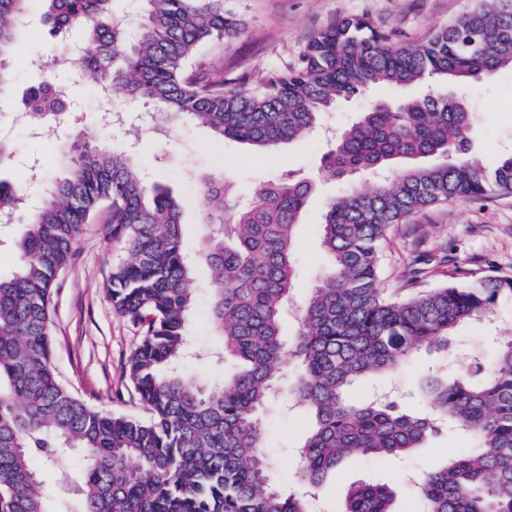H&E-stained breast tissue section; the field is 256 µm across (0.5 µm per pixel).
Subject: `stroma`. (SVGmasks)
I'll return each mask as SVG.
<instances>
[{
    "instance_id": "obj_1",
    "label": "stroma",
    "mask_w": 512,
    "mask_h": 512,
    "mask_svg": "<svg viewBox=\"0 0 512 512\" xmlns=\"http://www.w3.org/2000/svg\"><path fill=\"white\" fill-rule=\"evenodd\" d=\"M476 4L477 0H226L245 28L231 43L208 47L207 53L223 61L225 70L246 73L256 82L272 69L295 61L313 35L341 17L363 15L379 27L419 41L472 11ZM37 78L36 72L17 65L11 95L0 99V138L13 148L11 162L0 167L1 181L20 184L26 165L50 158L57 143L56 130L48 127L41 136H33L19 108ZM67 83L71 88L66 123L69 135L100 134L108 139L115 156L134 159L151 182L176 196L191 193L194 178L205 174L226 176L244 195L286 172L295 177L311 176L330 147L329 136L338 134L371 104L367 97L340 103L322 116L320 128L304 141L258 153L233 141H221L189 119L170 128L158 112L152 113L155 126L151 129L136 121L105 129L99 121L105 104L95 89L75 75L68 76ZM468 96L475 107L472 148L485 167H494L502 150L512 147V70L473 83ZM345 187L342 181L319 184L306 204L295 231L300 276L293 291L294 303L305 299L309 285L328 265L319 246L320 224L326 201ZM111 229L104 210L85 224L76 258L61 275L62 286L52 300V362L61 384L77 398L106 412L143 418L147 412L125 374V364L138 346L141 332L113 310L105 290L113 265L124 258ZM415 264L427 269L424 285L428 288L467 276L512 275V195L435 205L393 226L383 250L384 288L401 287ZM196 283L199 292L191 336L197 346L209 349L219 340L206 312L205 265L197 266ZM459 336L458 347L448 355L420 352L411 364L370 380L357 390V397L365 398L372 388L383 386L414 396L428 366L445 364L458 369L472 351L485 346L481 328H465ZM264 421L273 471L281 485H288L294 449L307 436L311 421L280 403L266 413ZM464 446L460 437L445 435L400 459L343 460L335 477L320 490L322 512H342L345 489L356 481L392 485L397 492V512H404L414 491L402 480V473L444 466Z\"/></svg>"
}]
</instances>
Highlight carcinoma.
<instances>
[{
	"label": "carcinoma",
	"instance_id": "carcinoma-1",
	"mask_svg": "<svg viewBox=\"0 0 512 512\" xmlns=\"http://www.w3.org/2000/svg\"><path fill=\"white\" fill-rule=\"evenodd\" d=\"M30 0H0V98L15 52L31 32ZM53 35L78 31L96 52L53 68L33 84L26 114L64 126L56 89L76 73L106 99L152 104L175 127L185 117L259 151L304 139L342 100L383 86L401 95L359 113L323 156L322 181L371 170L369 186L331 198L320 245L330 264L309 289L296 336L281 322L298 277L294 230L315 189L289 174L258 185L241 203L231 181L206 175L176 199L117 159L104 140L61 138L49 179L13 242L18 264L0 277V512H311L309 498L345 458L408 456L448 425L470 446L415 480L417 512H512V340L472 355L452 373H425L420 412L394 401L360 400L361 381L407 365L422 350L448 351L457 333L512 304V275L446 283L407 296L380 288L389 228L427 207L512 194V152L486 168L469 149L468 85L512 69V0L480 4L424 43L379 29L366 16L340 18L305 46L297 65L247 86L201 53L231 42L243 25L224 0H139L135 16L118 0H42ZM435 164H421L428 157ZM22 190L0 182V208ZM109 210L112 238L130 259L113 266L112 308L141 341L126 374L146 420L97 410L64 388L51 353V301L74 260L83 225ZM203 216L201 255L210 270L209 313L222 355L239 368L208 388L186 368L196 258L184 250L182 214ZM308 415L293 482L271 477L262 414L276 399ZM68 479L59 502L35 463ZM387 484L352 485L344 512H396Z\"/></svg>",
	"mask_w": 512,
	"mask_h": 512
}]
</instances>
